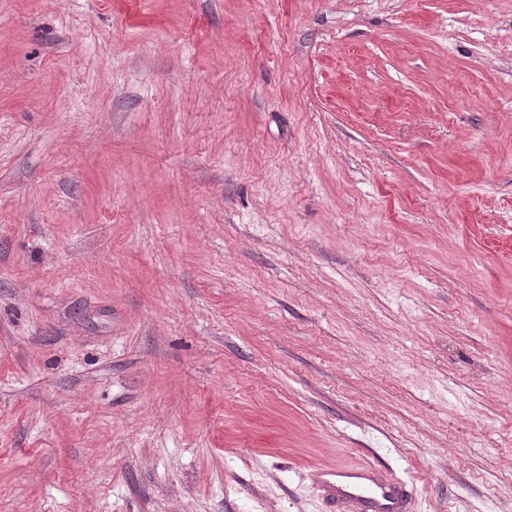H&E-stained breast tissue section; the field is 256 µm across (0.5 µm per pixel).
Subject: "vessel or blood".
<instances>
[{"instance_id":"1","label":"vessel or blood","mask_w":512,"mask_h":512,"mask_svg":"<svg viewBox=\"0 0 512 512\" xmlns=\"http://www.w3.org/2000/svg\"><path fill=\"white\" fill-rule=\"evenodd\" d=\"M318 484L330 512H410L405 483L369 464L322 470Z\"/></svg>"}]
</instances>
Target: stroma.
Returning a JSON list of instances; mask_svg holds the SVG:
<instances>
[{"label": "stroma", "instance_id": "stroma-1", "mask_svg": "<svg viewBox=\"0 0 512 512\" xmlns=\"http://www.w3.org/2000/svg\"><path fill=\"white\" fill-rule=\"evenodd\" d=\"M512 512V0H0V512ZM318 484L330 512H409L406 484L371 464L336 466L318 473Z\"/></svg>", "mask_w": 512, "mask_h": 512}]
</instances>
